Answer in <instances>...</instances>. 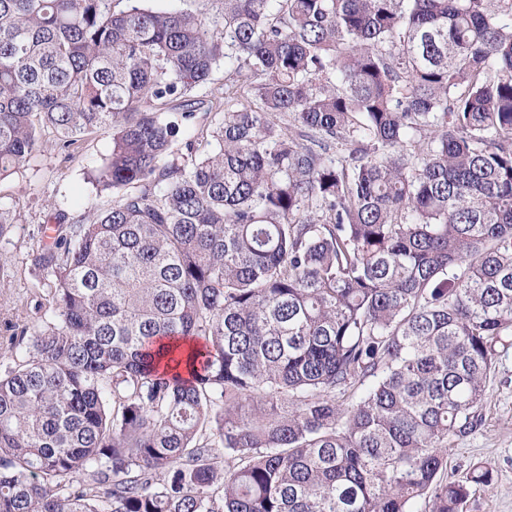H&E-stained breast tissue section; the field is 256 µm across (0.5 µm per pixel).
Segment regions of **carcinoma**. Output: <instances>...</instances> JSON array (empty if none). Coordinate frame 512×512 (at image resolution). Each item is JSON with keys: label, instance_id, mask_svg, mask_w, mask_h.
<instances>
[{"label": "carcinoma", "instance_id": "carcinoma-1", "mask_svg": "<svg viewBox=\"0 0 512 512\" xmlns=\"http://www.w3.org/2000/svg\"><path fill=\"white\" fill-rule=\"evenodd\" d=\"M114 2L0 0V177L110 131L113 196L0 370V512H463L512 339V0ZM171 102L215 111L181 159Z\"/></svg>", "mask_w": 512, "mask_h": 512}]
</instances>
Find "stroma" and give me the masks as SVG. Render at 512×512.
Masks as SVG:
<instances>
[{
    "mask_svg": "<svg viewBox=\"0 0 512 512\" xmlns=\"http://www.w3.org/2000/svg\"><path fill=\"white\" fill-rule=\"evenodd\" d=\"M112 136L99 132L67 156L45 133L39 149L14 174L0 179V364L8 363L12 332L40 325L52 278L35 262L48 243L47 227L89 222L111 207L110 194L97 191L91 176L109 156ZM481 422L455 442L447 470L462 477L474 464L492 470L491 489L478 490L464 512H512V341L499 351L489 392L478 409Z\"/></svg>",
    "mask_w": 512,
    "mask_h": 512,
    "instance_id": "stroma-1",
    "label": "stroma"
}]
</instances>
